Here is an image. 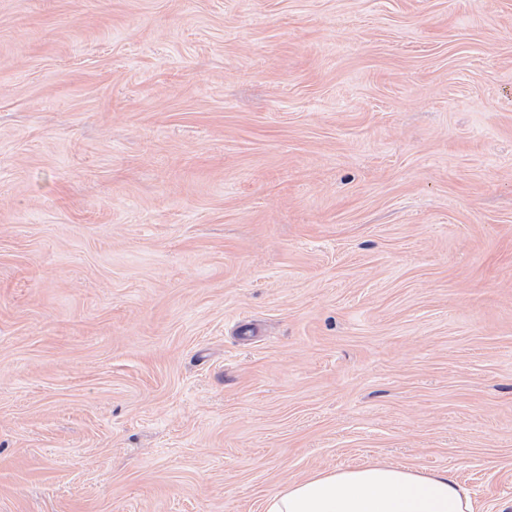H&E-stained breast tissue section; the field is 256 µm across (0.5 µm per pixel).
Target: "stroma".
<instances>
[{
	"mask_svg": "<svg viewBox=\"0 0 512 512\" xmlns=\"http://www.w3.org/2000/svg\"><path fill=\"white\" fill-rule=\"evenodd\" d=\"M374 462L512 512V0H0V512Z\"/></svg>",
	"mask_w": 512,
	"mask_h": 512,
	"instance_id": "obj_1",
	"label": "stroma"
}]
</instances>
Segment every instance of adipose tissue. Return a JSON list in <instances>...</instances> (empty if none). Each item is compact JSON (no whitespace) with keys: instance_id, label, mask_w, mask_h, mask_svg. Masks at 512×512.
<instances>
[{"instance_id":"ef3b65f1","label":"adipose tissue","mask_w":512,"mask_h":512,"mask_svg":"<svg viewBox=\"0 0 512 512\" xmlns=\"http://www.w3.org/2000/svg\"><path fill=\"white\" fill-rule=\"evenodd\" d=\"M266 512H478L469 490L449 471L425 472L372 463L324 470L277 489Z\"/></svg>"}]
</instances>
